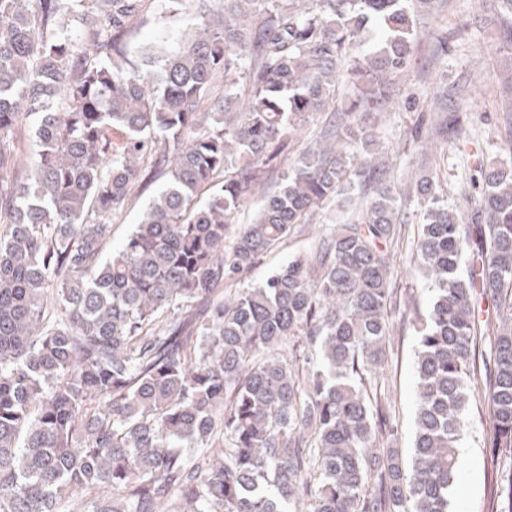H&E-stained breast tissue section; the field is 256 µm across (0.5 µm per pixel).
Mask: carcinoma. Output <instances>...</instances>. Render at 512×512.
Segmentation results:
<instances>
[{"label":"carcinoma","instance_id":"cac0c4a2","mask_svg":"<svg viewBox=\"0 0 512 512\" xmlns=\"http://www.w3.org/2000/svg\"><path fill=\"white\" fill-rule=\"evenodd\" d=\"M145 2L0 0V512H449L472 403L489 512H512V166L476 163L469 224L416 181L411 264L432 299L408 457L377 374L399 206L380 163H360L375 189L356 193L375 135L348 119L386 105L434 0H197L193 29L133 61ZM343 71L358 91L338 123L232 229ZM31 115L39 150L8 182ZM159 178L103 256L112 217ZM332 201L356 216L224 295Z\"/></svg>","mask_w":512,"mask_h":512}]
</instances>
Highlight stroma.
Masks as SVG:
<instances>
[{
    "label": "stroma",
    "instance_id": "obj_1",
    "mask_svg": "<svg viewBox=\"0 0 512 512\" xmlns=\"http://www.w3.org/2000/svg\"><path fill=\"white\" fill-rule=\"evenodd\" d=\"M495 7V0H437L435 13L446 22L441 30L434 27L432 15L418 17L419 41L409 67L392 84V111L364 117L377 133L378 155L389 163L388 180L402 182L422 171L426 152L416 138L441 115L447 116L459 143L458 148L448 150V159L439 171L449 204H459L464 195L474 192L468 155L481 154L487 164H512V155L503 149L504 142L512 139V101L505 99L506 84L512 79V41L505 38L502 23L494 22ZM196 13L197 0H151L145 23L134 31L130 44L148 43L164 30L176 33L187 29ZM438 50L443 57L436 62L431 55ZM161 187L157 181L135 191L127 208L112 220L105 252L122 244ZM400 217L404 224L395 248L391 285L414 296L417 309L422 311L429 301L428 282L414 274L408 264L423 218L417 199L403 202ZM316 232L314 226L296 225L282 244L236 278V287L255 286L294 256L310 253ZM416 346L411 324L395 323L384 387L391 396L392 424L404 449L411 448L414 439ZM485 434L484 411L470 406L450 512H486L489 450L484 445Z\"/></svg>",
    "mask_w": 512,
    "mask_h": 512
}]
</instances>
